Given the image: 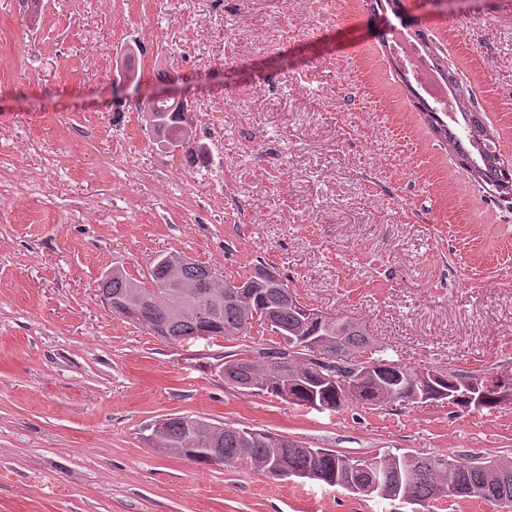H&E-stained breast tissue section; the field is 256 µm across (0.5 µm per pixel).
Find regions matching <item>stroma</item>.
Wrapping results in <instances>:
<instances>
[{
  "mask_svg": "<svg viewBox=\"0 0 512 512\" xmlns=\"http://www.w3.org/2000/svg\"><path fill=\"white\" fill-rule=\"evenodd\" d=\"M512 162V0H404ZM366 0H0V512L434 510L158 448L163 419L265 429L350 457H512V402L319 412L224 380L247 342L168 345L98 282L182 253L275 267L420 368L512 378V209L422 120ZM186 100L196 154L142 108Z\"/></svg>",
  "mask_w": 512,
  "mask_h": 512,
  "instance_id": "stroma-1",
  "label": "stroma"
}]
</instances>
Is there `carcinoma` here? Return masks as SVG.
Returning a JSON list of instances; mask_svg holds the SVG:
<instances>
[{"mask_svg": "<svg viewBox=\"0 0 512 512\" xmlns=\"http://www.w3.org/2000/svg\"><path fill=\"white\" fill-rule=\"evenodd\" d=\"M452 96L459 102V112L449 124L439 113H423L434 135L448 149L468 158V173L479 172L492 179L497 175L496 165L503 159L491 156L478 141L468 134L471 107L474 102L467 95L461 82L451 85ZM154 119L148 123L150 130L163 141L185 148L189 142L184 137L185 121L181 112L163 100L155 101L149 108ZM171 255H158L149 264L148 276L133 279L120 269H114L100 283L101 298L109 301L126 299L146 287L147 283H160L167 277ZM210 267L190 258L185 259L181 270L184 281L204 283ZM287 284L277 275H269L252 286V295L246 303L215 302L214 319L218 335L226 338H245L250 334L251 323L247 313L270 317L273 327L295 338L284 349L248 346L241 350V357L224 362V374L236 379V386L259 389L288 403L305 408L321 407L337 411L350 401L361 405L383 407L394 403L410 404L413 390L427 394L426 400L445 401L455 408L496 409L499 384H489V379L473 371L445 369L438 371L439 382L421 385L416 381L418 368L391 359L388 347L377 343L362 322L341 315L314 323L307 319L306 304L288 299L284 293ZM201 298L181 288H162L155 299L142 306L143 316L164 324L166 335L178 341L193 336L200 328ZM301 334L326 336L335 348L336 370L365 350H372V358L380 371L362 387L345 390L336 380L319 381L313 373L311 350L296 340ZM257 356L259 360L248 363L245 358ZM204 424L206 420L190 415L168 418L158 426V444L161 448H184L192 461L202 465H224L238 468L270 458L280 457L288 470L314 467L315 480L329 487L344 489L363 495L365 489L376 484L386 491L390 501L413 500L428 504L440 499L478 498L500 502L503 497L512 499V459L476 460L469 457H450L446 454L426 455L411 450L384 452L379 457L351 458L327 448H307L294 440L285 446L281 435L265 430L238 428L232 424L222 426L217 439V454L192 442L191 420ZM370 463V470H353L352 463Z\"/></svg>", "mask_w": 512, "mask_h": 512, "instance_id": "obj_1", "label": "carcinoma"}]
</instances>
